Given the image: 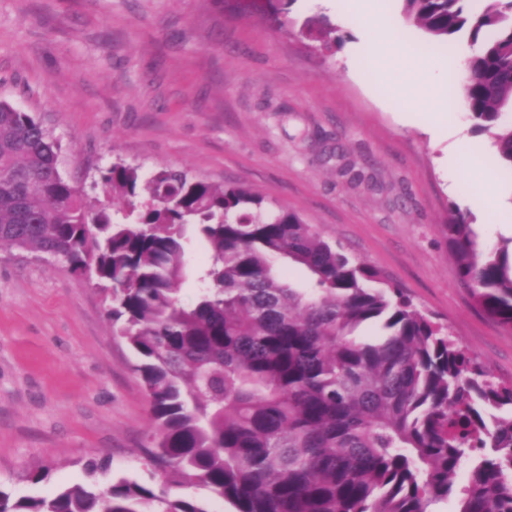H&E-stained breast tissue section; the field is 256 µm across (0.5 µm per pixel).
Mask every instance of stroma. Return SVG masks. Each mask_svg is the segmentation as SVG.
Returning <instances> with one entry per match:
<instances>
[{
	"mask_svg": "<svg viewBox=\"0 0 512 512\" xmlns=\"http://www.w3.org/2000/svg\"><path fill=\"white\" fill-rule=\"evenodd\" d=\"M417 55L453 64L467 39L431 41L401 0H374ZM362 30L323 0H0V101L33 113L61 148L64 176L94 182L123 161L244 184L295 211L376 268L448 326L497 380L512 382V329L475 304L443 226L469 217L479 246L512 242V170L489 134L472 133L462 96L435 104L441 135L387 97ZM497 167L485 196L467 175L449 185L457 140ZM133 351L103 292L67 265L0 248V488L52 496L87 482L107 455L111 477L143 482L149 407ZM46 477L31 483L29 473Z\"/></svg>",
	"mask_w": 512,
	"mask_h": 512,
	"instance_id": "1",
	"label": "stroma"
}]
</instances>
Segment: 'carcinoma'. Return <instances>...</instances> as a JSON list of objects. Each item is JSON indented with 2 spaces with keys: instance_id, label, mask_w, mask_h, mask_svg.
Returning <instances> with one entry per match:
<instances>
[{
  "instance_id": "obj_1",
  "label": "carcinoma",
  "mask_w": 512,
  "mask_h": 512,
  "mask_svg": "<svg viewBox=\"0 0 512 512\" xmlns=\"http://www.w3.org/2000/svg\"><path fill=\"white\" fill-rule=\"evenodd\" d=\"M402 2L429 36L480 44L462 96L512 169V0H482L476 13L471 0ZM59 161L38 118L0 101V247L58 258L110 292L148 400L147 461L164 484L0 489V512H210L169 495L187 483L234 512H427L452 494L458 512H512V383L401 289L378 286L377 270L244 185L117 162L101 175L110 203L94 208ZM190 226L209 260L186 306ZM444 232L475 304L512 328V252L480 248L459 211ZM282 261L305 271L302 286L281 276ZM366 323L383 334L359 338Z\"/></svg>"
}]
</instances>
